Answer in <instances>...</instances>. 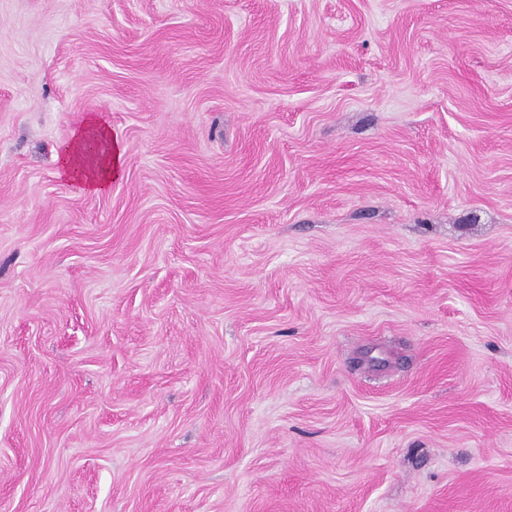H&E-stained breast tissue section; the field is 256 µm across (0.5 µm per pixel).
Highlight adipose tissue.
Listing matches in <instances>:
<instances>
[{
  "instance_id": "1",
  "label": "adipose tissue",
  "mask_w": 512,
  "mask_h": 512,
  "mask_svg": "<svg viewBox=\"0 0 512 512\" xmlns=\"http://www.w3.org/2000/svg\"><path fill=\"white\" fill-rule=\"evenodd\" d=\"M125 148L105 117L88 113L56 153L58 175L89 195L110 191L123 176Z\"/></svg>"
}]
</instances>
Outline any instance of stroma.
<instances>
[{"label":"stroma","instance_id":"obj_1","mask_svg":"<svg viewBox=\"0 0 512 512\" xmlns=\"http://www.w3.org/2000/svg\"><path fill=\"white\" fill-rule=\"evenodd\" d=\"M0 512H512V0H0ZM104 144L100 151L99 146ZM125 147L100 112H88L56 153L58 175L89 195H101L123 176Z\"/></svg>","mask_w":512,"mask_h":512}]
</instances>
